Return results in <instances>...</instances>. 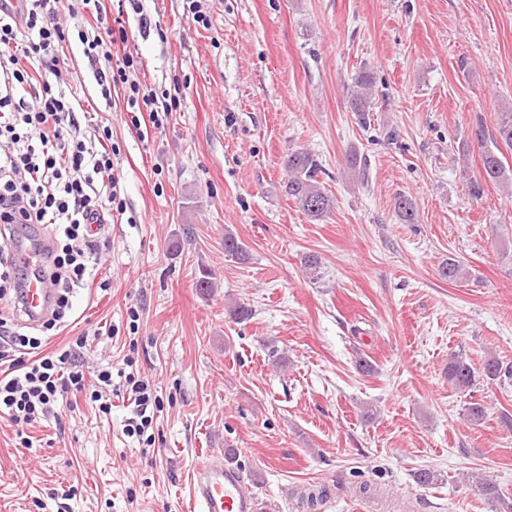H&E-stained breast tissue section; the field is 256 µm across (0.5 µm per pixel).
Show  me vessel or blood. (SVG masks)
Returning <instances> with one entry per match:
<instances>
[{"instance_id":"vessel-or-blood-1","label":"vessel or blood","mask_w":512,"mask_h":512,"mask_svg":"<svg viewBox=\"0 0 512 512\" xmlns=\"http://www.w3.org/2000/svg\"><path fill=\"white\" fill-rule=\"evenodd\" d=\"M23 309L39 317L51 304V290L40 278L28 279L22 290ZM191 497L197 512H261L257 498L245 488L241 468L210 455L200 461L192 474Z\"/></svg>"}]
</instances>
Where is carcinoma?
I'll list each match as a JSON object with an SVG mask.
<instances>
[{
  "label": "carcinoma",
  "mask_w": 512,
  "mask_h": 512,
  "mask_svg": "<svg viewBox=\"0 0 512 512\" xmlns=\"http://www.w3.org/2000/svg\"><path fill=\"white\" fill-rule=\"evenodd\" d=\"M372 77L368 73L355 79L351 89V106L361 119H366L371 97ZM512 150V111L499 113L496 134L492 137L491 146L484 148L482 164L486 176L505 186L512 185V170L507 168L501 159L502 148ZM288 180L284 192L297 207L309 218L319 221L326 218L334 206L333 198L325 191L319 174L324 168L316 156L306 150H291L286 160ZM396 215L403 224L417 223V209L413 200L400 195L395 200ZM224 251L239 259H247L248 251L233 235H224ZM439 275L449 282H457L468 276V271L459 261L450 259L439 267ZM503 364L494 356L487 358L482 370L477 371L458 353L448 357L446 374L448 383L456 389L473 387L478 378L496 381L502 377ZM475 488L488 500L503 509L512 512V503H506L496 483L483 479L476 482Z\"/></svg>",
  "instance_id": "carcinoma-1"
}]
</instances>
